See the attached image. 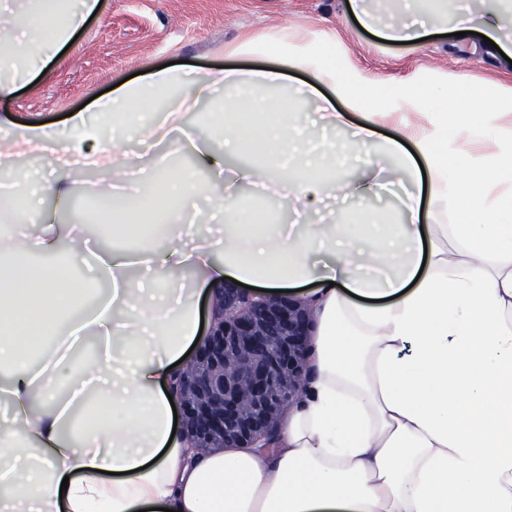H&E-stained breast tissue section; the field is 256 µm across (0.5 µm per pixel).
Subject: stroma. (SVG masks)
Returning <instances> with one entry per match:
<instances>
[{
  "label": "stroma",
  "instance_id": "obj_1",
  "mask_svg": "<svg viewBox=\"0 0 512 512\" xmlns=\"http://www.w3.org/2000/svg\"><path fill=\"white\" fill-rule=\"evenodd\" d=\"M283 27L312 35L335 30L337 48L383 79L446 73L491 95L512 87V64L488 54L482 37L385 43L353 21L348 0H100L77 38L0 108L20 122L59 124L86 101L130 83L132 74L173 61H191L200 71L259 67L262 58H232L225 47Z\"/></svg>",
  "mask_w": 512,
  "mask_h": 512
}]
</instances>
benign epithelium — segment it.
I'll use <instances>...</instances> for the list:
<instances>
[{
  "label": "benign epithelium",
  "instance_id": "1",
  "mask_svg": "<svg viewBox=\"0 0 512 512\" xmlns=\"http://www.w3.org/2000/svg\"><path fill=\"white\" fill-rule=\"evenodd\" d=\"M314 327L301 299L259 298L233 284L215 289L208 333L176 380L191 446H273L284 409L301 394Z\"/></svg>",
  "mask_w": 512,
  "mask_h": 512
}]
</instances>
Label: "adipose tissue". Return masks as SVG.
Masks as SVG:
<instances>
[{
  "label": "adipose tissue",
  "instance_id": "1",
  "mask_svg": "<svg viewBox=\"0 0 512 512\" xmlns=\"http://www.w3.org/2000/svg\"><path fill=\"white\" fill-rule=\"evenodd\" d=\"M0 0V100L17 90L99 9V0ZM358 24L399 45L455 27L512 47V0H349ZM235 57L270 68L198 76L163 68L123 85L65 128L0 117L12 157L48 172L0 201V512H512V132L483 89L447 79L382 82L336 51L335 33L246 38ZM313 82L289 88V73ZM330 87L325 110L342 145L307 148L302 100ZM176 109L153 111L161 92ZM219 99L224 147L183 127ZM406 121L383 135L374 109ZM362 112L359 126L349 114ZM493 151L476 156L472 140ZM360 149L342 178L337 153ZM195 167L174 171L171 153ZM252 165L227 169L231 155ZM105 172L112 233L62 221L79 170ZM404 188L402 223L321 218L327 200L356 211ZM502 192L491 195L490 190ZM275 197L292 223L270 224ZM174 200L155 216L157 199ZM224 211L203 223L199 201ZM195 273L191 287L176 278ZM232 282L294 290L318 327L310 373L271 448L204 454L174 432L168 395L177 361L198 342L201 306Z\"/></svg>",
  "mask_w": 512,
  "mask_h": 512
}]
</instances>
